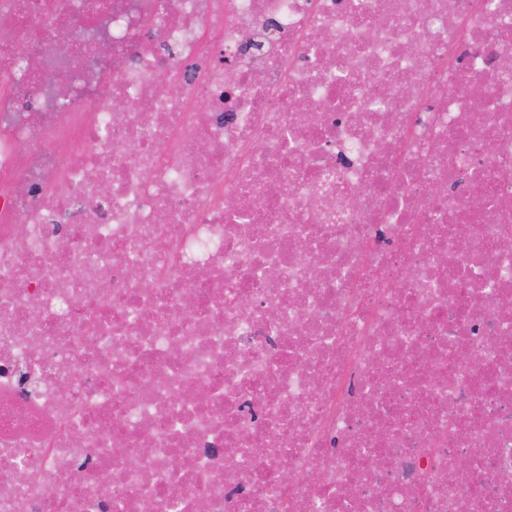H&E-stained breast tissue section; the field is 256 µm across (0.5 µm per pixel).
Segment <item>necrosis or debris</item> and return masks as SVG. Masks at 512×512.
I'll return each instance as SVG.
<instances>
[{"label": "necrosis or debris", "mask_w": 512, "mask_h": 512, "mask_svg": "<svg viewBox=\"0 0 512 512\" xmlns=\"http://www.w3.org/2000/svg\"><path fill=\"white\" fill-rule=\"evenodd\" d=\"M0 16V512H512V0Z\"/></svg>", "instance_id": "1"}]
</instances>
